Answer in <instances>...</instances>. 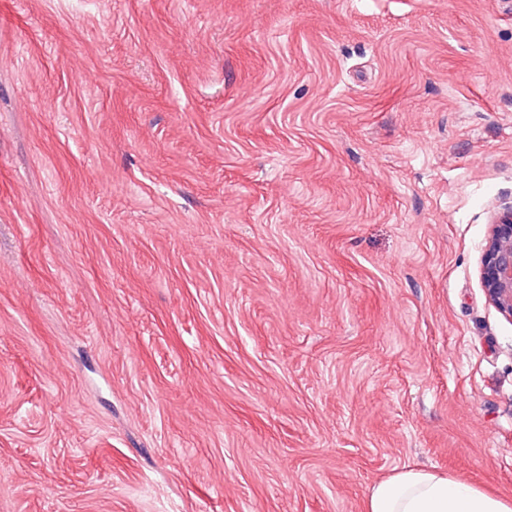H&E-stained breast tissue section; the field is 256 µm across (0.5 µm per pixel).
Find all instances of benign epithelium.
<instances>
[{"mask_svg":"<svg viewBox=\"0 0 512 512\" xmlns=\"http://www.w3.org/2000/svg\"><path fill=\"white\" fill-rule=\"evenodd\" d=\"M480 280L492 304L512 320V205L492 219L481 259Z\"/></svg>","mask_w":512,"mask_h":512,"instance_id":"7a95c632","label":"benign epithelium"}]
</instances>
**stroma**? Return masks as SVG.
I'll return each mask as SVG.
<instances>
[{"label":"stroma","instance_id":"1","mask_svg":"<svg viewBox=\"0 0 512 512\" xmlns=\"http://www.w3.org/2000/svg\"><path fill=\"white\" fill-rule=\"evenodd\" d=\"M512 0H0V512L512 496ZM490 225L480 280L498 311L512 320V205L498 211ZM512 498L486 493L464 478L404 467L370 490L365 512H511Z\"/></svg>","mask_w":512,"mask_h":512}]
</instances>
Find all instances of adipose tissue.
Returning <instances> with one entry per match:
<instances>
[{
  "mask_svg": "<svg viewBox=\"0 0 512 512\" xmlns=\"http://www.w3.org/2000/svg\"><path fill=\"white\" fill-rule=\"evenodd\" d=\"M365 512H512V498L458 476L405 467L373 485Z\"/></svg>",
  "mask_w": 512,
  "mask_h": 512,
  "instance_id": "obj_1",
  "label": "adipose tissue"
}]
</instances>
